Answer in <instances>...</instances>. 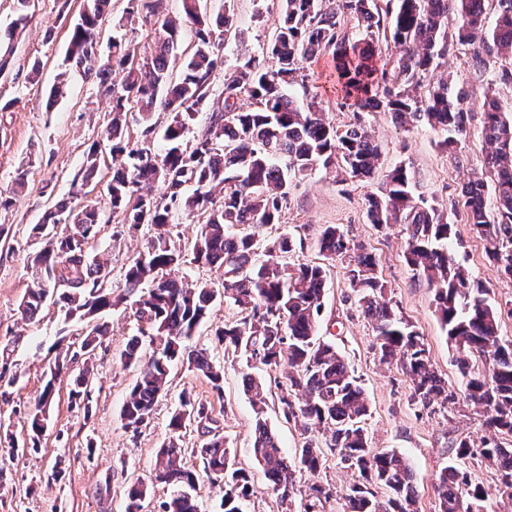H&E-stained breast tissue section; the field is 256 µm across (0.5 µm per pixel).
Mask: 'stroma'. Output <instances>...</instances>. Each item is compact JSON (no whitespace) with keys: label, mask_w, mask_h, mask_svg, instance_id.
<instances>
[{"label":"stroma","mask_w":512,"mask_h":512,"mask_svg":"<svg viewBox=\"0 0 512 512\" xmlns=\"http://www.w3.org/2000/svg\"><path fill=\"white\" fill-rule=\"evenodd\" d=\"M79 6L80 0H31L27 23L14 36L8 66L0 74V100L12 104L11 109L0 112V192L10 193L17 175L26 176L24 192L13 205L0 208V228L6 230L0 237V365L7 367L6 379L0 382V512H125L127 490L138 481L149 485L142 512H160L168 491L164 485L151 483V473L159 449L169 438V418L179 395L185 392L212 407L238 461L250 469L253 494L248 512H282L249 447L254 413L244 389L246 368L225 357L213 336L218 325L235 318L234 308L223 303L215 306L192 340L223 369V394H216L199 371L173 364L166 394L149 423L135 432L124 428L121 411L138 369L120 363L127 343L138 333L134 297L99 313V321L109 324L110 333L90 356L79 351L87 319L65 318L60 304L53 301L33 320H22L18 313L30 285L27 262L35 249L29 236L31 225L63 199H71L76 207L109 205L104 187L111 177L109 156L100 160V185L78 197L72 189V180L81 171L91 144L101 141L110 120V103L96 83L62 66ZM202 7L213 15L227 8L234 13L238 33L226 43L230 69L261 54L278 19L275 0H203ZM126 9L127 0H110L101 25V45L121 35L134 41L142 55H150L160 24L155 15L143 11L132 25L114 27L113 19ZM35 63L40 64L41 72L34 81L30 70ZM335 64L329 52L311 60L309 86L311 91L323 93L329 120L341 126L349 122L351 114L330 92ZM445 68L469 92L471 118L460 144L444 148L440 136L425 124L401 127L387 113H369L367 122L382 145L380 167L371 179L340 183L334 172L322 169L297 176L291 182L290 205L281 223L255 226L251 232L262 241L286 233L302 237L304 249L293 256L297 262L317 260L314 240L321 227L330 224L340 226L350 240L363 243L380 260L379 274L389 297L424 336L434 367L456 390L460 387L459 352L441 328L433 291L405 260V233L397 225L375 228L367 219L368 194L378 191L391 167L404 164L413 172L419 192L452 222L450 246L457 261L488 288L492 304L512 307V281L503 278L486 257L482 240L466 222L461 195L462 185L482 167L484 97L491 90L503 104L512 105V86L494 83L492 72L467 70L459 55L449 57ZM61 73L66 76L68 94L53 103L49 90ZM152 235L146 225L124 231L111 222L102 225L89 242L88 252L107 265L106 288L121 293L125 267L144 250ZM319 321L332 323V341L362 383L369 403L366 427L373 447L393 449L407 457L416 477L418 512H437L435 477L452 459L456 441L464 438L478 443L487 437L483 416L463 403L430 414L411 401L407 375L397 367L381 365L375 355V334L355 309L346 261H332L326 267ZM58 358L65 360L67 367L56 378L46 432L38 447L23 448L27 418L50 364ZM85 368L91 369L92 379L88 404L81 407L70 402L69 392ZM257 375L269 392L267 425L281 448L294 453L302 447L304 437L278 407L277 384L284 373L261 369ZM13 442L21 444V451L10 452Z\"/></svg>","instance_id":"1"}]
</instances>
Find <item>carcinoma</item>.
Segmentation results:
<instances>
[{"label": "carcinoma", "mask_w": 512, "mask_h": 512, "mask_svg": "<svg viewBox=\"0 0 512 512\" xmlns=\"http://www.w3.org/2000/svg\"><path fill=\"white\" fill-rule=\"evenodd\" d=\"M108 0H83L70 33L65 66L98 81L112 97V121L105 132L112 160L106 186L118 223L149 224L155 236L147 252L123 273L127 294L139 293L135 310L138 335L121 354L127 367H140L123 406L126 429L146 425L166 390L175 361L201 372L217 395L224 392V372L206 352L189 341L216 304L239 310L232 322L214 330L224 354L248 368H280L286 383L278 401L284 417L300 424L306 435L294 455L284 452L263 417L265 389L261 378L245 375V392L255 411L251 453L281 503H296L294 512H324L326 503L342 501V512H417L414 474L396 450L370 447L365 420V390L336 347L320 336L319 315L325 281L322 263H289L287 256L304 241L281 235L259 241L238 227L281 223L288 206L290 179L317 166L333 169L341 181L372 177L382 155L367 125L366 114L387 112L393 122H426L452 146L466 135L468 92L449 78L426 82L427 74L445 63L449 52L463 50L464 65L475 73L493 67L495 81L512 85V0H280L278 23L266 56L251 57L224 74L222 104L197 132L191 145L184 133L210 93L223 65L233 14L210 19L202 0H181V20L164 18L163 35L151 56L135 61L131 42L112 39L107 58L93 49ZM356 22L353 40L340 24ZM456 27L448 32V17ZM195 27L193 43L182 46L181 22ZM400 48L391 68L380 63L381 43ZM336 57V97L352 113L342 127L325 117L318 95L303 106L293 90L308 91L305 63L321 52ZM136 108L142 136L156 133L157 111L171 115L163 129L164 152L131 146L121 114ZM487 152L482 167L492 184L475 179L461 190L467 223L480 235L487 257L512 280V111L493 94L486 95L481 130ZM99 145L86 157L79 187L93 181L99 168ZM165 185L163 197L148 185ZM369 222L381 228L399 224L406 233L405 259L434 291L435 312L448 341L459 346L462 387L449 389L430 362L424 338L386 298L378 260L361 243H351L336 225L324 227L314 244L318 255L336 260L353 254L348 277L356 311L369 319L379 360H399L412 383L411 400L436 413L463 401L479 409L492 436L475 445L465 439L454 458L436 477L439 512H481L488 492L472 483L464 464L477 460L499 472L497 491L512 499V448L499 438L512 437V341L499 336L502 309L488 303V288L469 277L448 249L452 223L448 215L416 194L407 168L397 165L383 191L368 199ZM177 215L198 218L191 241V262L222 272V290L191 285L178 276L186 261L170 239ZM103 209L72 208L61 201L45 212L30 235L42 247L32 255V286L21 300L22 316L33 319L50 294L60 292L65 317H83L117 305L121 298L103 288L110 271L89 258L87 246L99 232ZM66 224L67 231H58ZM107 334L95 323L82 349L92 352ZM156 345L144 359L142 338ZM485 370L471 371V358ZM55 377L45 383L28 441L38 447L44 432L41 414L54 395ZM196 425L203 437L196 449L201 467L183 463L179 432ZM169 441L157 456L154 471L172 491L162 512H199L193 492L201 476L222 484L223 512H245L252 493L251 472L236 463L234 449L218 431L205 403L183 394L169 422ZM333 456L350 471L342 490L329 483L297 486L296 473H318ZM385 491L378 498L377 489ZM147 485L128 489L126 512H141Z\"/></svg>", "instance_id": "cac0c4a2"}]
</instances>
